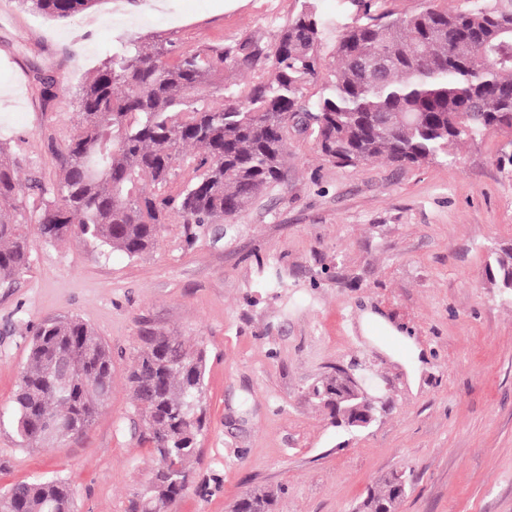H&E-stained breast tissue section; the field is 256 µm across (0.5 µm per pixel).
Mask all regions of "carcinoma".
<instances>
[{"label":"carcinoma","mask_w":512,"mask_h":512,"mask_svg":"<svg viewBox=\"0 0 512 512\" xmlns=\"http://www.w3.org/2000/svg\"><path fill=\"white\" fill-rule=\"evenodd\" d=\"M56 19L89 12L98 0H19ZM332 20L306 5L272 43L246 40L183 50L172 45L123 43L107 54L74 93L75 117L49 185L19 179L10 142L0 139V284L12 283L29 263L17 197L27 189L41 210L48 243L76 236L131 258L152 251L163 224L189 232L219 224L288 182V142L311 139L322 159L339 166L386 160L425 166L456 144L487 134L512 147V0H464L448 11L434 6L395 16L376 0H341ZM352 21H346L350 10ZM336 27L333 67L321 53ZM320 85L313 94L307 87ZM488 269L490 282L512 297V248ZM71 351L78 386L63 400L50 376L57 350ZM207 352L175 336L150 333L127 371L136 414L145 423L155 467L178 477L197 459ZM339 371L309 395L329 407ZM112 395V353L86 323L64 317L36 327L15 394L17 433L33 446L43 415L89 428L100 410L85 404L81 385ZM135 504L161 512L181 489L165 476ZM396 492L381 482L363 507L376 512ZM22 512H73L62 477L22 481L0 493ZM276 496L244 498L234 512H273Z\"/></svg>","instance_id":"carcinoma-1"}]
</instances>
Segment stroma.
<instances>
[{"label":"stroma","mask_w":512,"mask_h":512,"mask_svg":"<svg viewBox=\"0 0 512 512\" xmlns=\"http://www.w3.org/2000/svg\"><path fill=\"white\" fill-rule=\"evenodd\" d=\"M305 0H99L58 21L0 0V135L22 177L44 182L74 115L73 94L121 39L184 47L274 42ZM55 82L43 99L39 77ZM487 135L420 168L337 166L313 141L288 148V181L231 222L164 225L131 258L29 235V266L0 286V490L68 479L75 512H132L152 456L134 428L126 372L150 332L205 347L206 425L172 512H230L276 491L275 512H355L403 470L399 512H512V299L487 279L512 247V174ZM372 311L418 361L366 335ZM74 316L112 353V397L80 437L22 447L12 401L43 321ZM341 367L384 409L335 426L309 389Z\"/></svg>","instance_id":"35a3bbf8"}]
</instances>
